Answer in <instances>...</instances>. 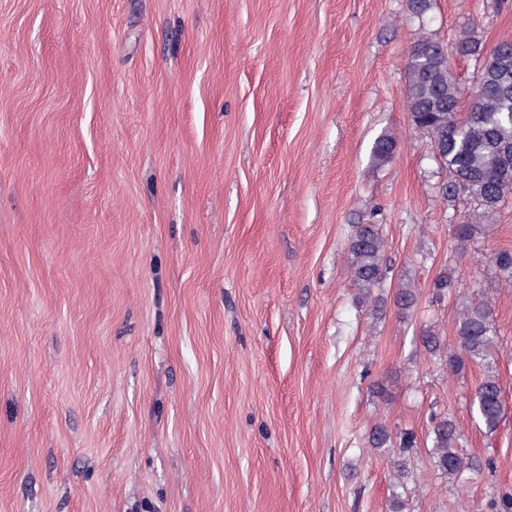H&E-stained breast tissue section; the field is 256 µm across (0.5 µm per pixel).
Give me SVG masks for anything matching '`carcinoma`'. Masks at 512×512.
<instances>
[{
  "label": "carcinoma",
  "instance_id": "obj_1",
  "mask_svg": "<svg viewBox=\"0 0 512 512\" xmlns=\"http://www.w3.org/2000/svg\"><path fill=\"white\" fill-rule=\"evenodd\" d=\"M452 51L462 56H483L482 42L470 29L461 34ZM444 46L423 35L410 48L406 65L407 97L414 128L429 142L441 146L437 162L448 173L440 191L448 202L459 196L468 198L473 209L465 221L454 225L453 238L463 247L473 241L493 219L504 197L512 193V61L508 75L489 73L485 83L462 99V92L451 70L441 65ZM397 141L383 133L371 149L372 163L381 167L389 163L397 151ZM349 263L355 283L363 299L374 303V313L383 310L384 299L379 291L386 288L389 273L385 257V237L381 225L374 221L355 225L349 240ZM498 273L512 283V252L495 253ZM433 295L442 300H457L454 322L456 346L450 351L438 330L422 331L420 344L430 356L444 359L450 375L463 372L469 363L485 365L500 350L499 336L493 323V308L487 298L463 297L457 293L452 271L443 269L433 282ZM418 295L409 283L398 287L394 303L405 312L417 305ZM472 411L489 432L503 418L502 389L493 375L478 384L471 402ZM432 466L442 477L456 481L465 473L478 475L482 465L474 462L460 445L461 434L446 412H433L429 418ZM370 447L391 455L398 471H405L410 455L418 448L416 435L376 424L368 434Z\"/></svg>",
  "mask_w": 512,
  "mask_h": 512
}]
</instances>
